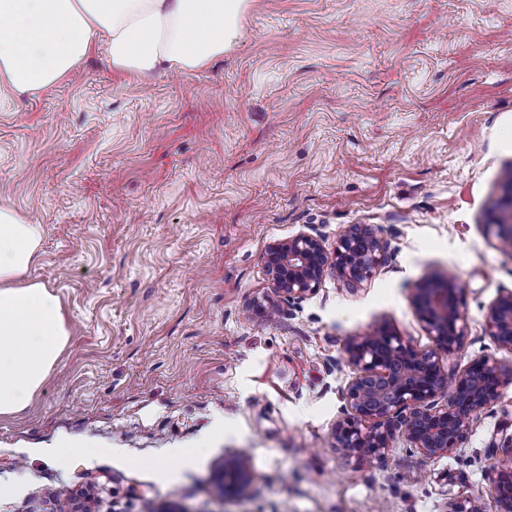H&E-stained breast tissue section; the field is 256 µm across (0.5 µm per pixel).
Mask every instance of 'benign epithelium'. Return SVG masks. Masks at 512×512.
Here are the masks:
<instances>
[{
  "mask_svg": "<svg viewBox=\"0 0 512 512\" xmlns=\"http://www.w3.org/2000/svg\"><path fill=\"white\" fill-rule=\"evenodd\" d=\"M497 247L512 253V174L504 196L485 214ZM384 246L371 224H348L333 248L315 232L301 231L267 245L263 271L269 288L290 299L315 293L327 277L351 289L371 278L382 264ZM463 293L451 272H435L415 284L411 304L432 345L420 349L381 322L353 336L345 347L354 373L341 389L344 406L333 435L336 447L358 460L377 459L394 440L403 438L428 459L461 447L479 415L512 383V363L492 354L471 359L459 373H448L444 360L461 351L468 322L460 308ZM486 334L500 349L512 352V291L487 307ZM224 492L242 494L251 483L246 454L224 461ZM500 512H512V467L491 477ZM448 512H482V496L448 502Z\"/></svg>",
  "mask_w": 512,
  "mask_h": 512,
  "instance_id": "obj_1",
  "label": "benign epithelium"
}]
</instances>
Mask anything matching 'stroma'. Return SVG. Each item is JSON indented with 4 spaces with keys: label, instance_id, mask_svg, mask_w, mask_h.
Instances as JSON below:
<instances>
[{
    "label": "stroma",
    "instance_id": "stroma-1",
    "mask_svg": "<svg viewBox=\"0 0 512 512\" xmlns=\"http://www.w3.org/2000/svg\"><path fill=\"white\" fill-rule=\"evenodd\" d=\"M512 170V0H249L223 57L148 77L91 54L34 97L0 92V208L40 225L31 275L71 328L25 413L0 417V512H448L512 462V384L455 453L336 449L351 336L424 349L413 286L452 271L484 352L512 255L483 218ZM370 224L384 260L274 293L268 243ZM267 299L280 318L251 320ZM74 454L58 465V449ZM251 485L223 494L226 458Z\"/></svg>",
    "mask_w": 512,
    "mask_h": 512
}]
</instances>
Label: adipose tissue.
<instances>
[{
  "instance_id": "ef3b65f1",
  "label": "adipose tissue",
  "mask_w": 512,
  "mask_h": 512,
  "mask_svg": "<svg viewBox=\"0 0 512 512\" xmlns=\"http://www.w3.org/2000/svg\"><path fill=\"white\" fill-rule=\"evenodd\" d=\"M248 0H0V83L15 96L54 88L96 49L113 69L194 72L224 54ZM41 228L0 209V416L30 406L66 349L57 295L29 273Z\"/></svg>"
}]
</instances>
